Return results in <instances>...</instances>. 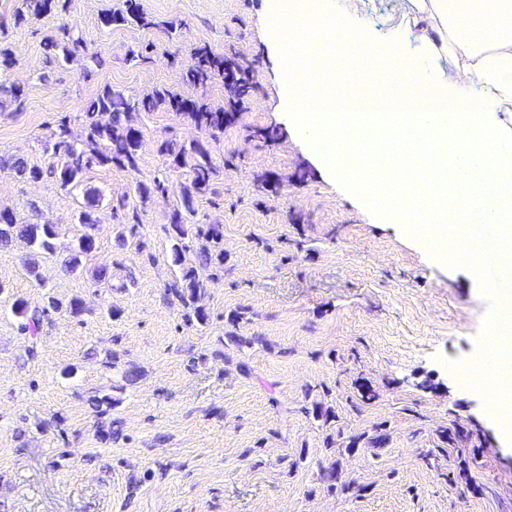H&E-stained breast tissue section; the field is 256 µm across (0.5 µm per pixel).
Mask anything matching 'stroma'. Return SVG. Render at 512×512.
Listing matches in <instances>:
<instances>
[{"label":"stroma","mask_w":512,"mask_h":512,"mask_svg":"<svg viewBox=\"0 0 512 512\" xmlns=\"http://www.w3.org/2000/svg\"><path fill=\"white\" fill-rule=\"evenodd\" d=\"M138 2L151 27H102L124 0H68L66 11L20 24L21 0H0V44L15 58L0 78L25 93L22 111L0 110V152L32 165L56 162L58 118L83 137L84 110L103 86L184 90L200 47L249 77L237 109L221 78L195 89L228 111L214 133L164 108L131 113L142 135L137 170L95 165L86 174L101 200L83 274L64 267L82 231L83 189L0 169V208L59 233L36 277L26 242L0 249V512H512V446L501 444L484 394L449 367L483 349L491 307L480 280L373 214L289 123L267 0ZM335 2L338 15H362L376 37L415 52L410 0ZM65 29L84 48L46 67L43 41ZM144 50L150 62L136 60ZM196 138L217 172L195 220L221 226L224 253L205 283L202 325L184 321L170 292L180 269L168 216L188 177L158 151L163 140ZM162 174L170 195L140 201L136 183ZM18 298L46 309L37 335L13 314ZM237 336L248 345L236 346ZM132 366L139 376L129 382ZM361 381L372 400L361 401ZM95 395L113 398L106 416ZM316 401L334 421L314 417ZM378 425L385 447L348 451ZM446 429L466 435V475L438 451ZM334 462L362 494L328 490L322 472Z\"/></svg>","instance_id":"1"}]
</instances>
